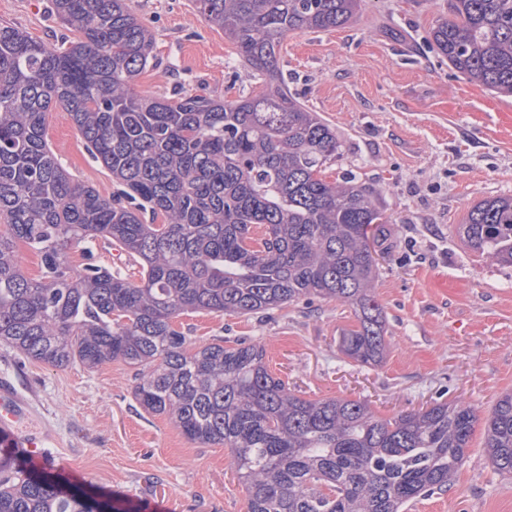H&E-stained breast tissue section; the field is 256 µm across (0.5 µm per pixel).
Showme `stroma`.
<instances>
[{
	"label": "stroma",
	"mask_w": 512,
	"mask_h": 512,
	"mask_svg": "<svg viewBox=\"0 0 512 512\" xmlns=\"http://www.w3.org/2000/svg\"><path fill=\"white\" fill-rule=\"evenodd\" d=\"M129 4L155 37L139 93L234 101L259 91L235 44L192 0ZM447 13L448 0H363L348 25L288 35L279 51L289 90L344 141L326 178L354 174L381 195L394 245L375 283L387 326L381 365L342 353L340 337L356 321L336 301L185 313L175 324L193 343L247 339L297 394L361 400L383 418L436 401L484 416L512 391V266L470 250L457 233L473 205L512 197V98L461 77L429 48L430 27ZM0 23L50 46L73 37L51 0H0ZM47 122L48 143L74 178L112 196L111 174L68 113L54 107ZM135 373L121 361L55 368L0 344V383L27 404L46 464L66 485L118 512H246L227 449L191 442L146 412ZM406 512H512V474L491 467L475 430L454 483Z\"/></svg>",
	"instance_id": "obj_1"
}]
</instances>
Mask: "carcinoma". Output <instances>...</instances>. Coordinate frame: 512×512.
<instances>
[{"instance_id":"1","label":"carcinoma","mask_w":512,"mask_h":512,"mask_svg":"<svg viewBox=\"0 0 512 512\" xmlns=\"http://www.w3.org/2000/svg\"><path fill=\"white\" fill-rule=\"evenodd\" d=\"M361 2L194 0L262 80L231 102L138 94L153 34L127 0H52L78 33L60 45L0 24V343L57 368H136L145 411L229 451L247 512H405L447 490L479 420L464 403L382 418L360 400L306 399L269 372L263 348L243 338L198 346L174 322L335 300L357 320L342 352L364 366L383 360L386 320L371 288L391 245L379 195L355 177H322L343 141L288 91L278 62L288 34L342 27ZM427 40L456 73L512 97V0H448ZM55 105L117 195L76 181L50 149ZM458 233L512 265V197L474 205ZM99 238L140 265L139 281L96 263ZM21 245L40 257L39 277L23 271ZM483 438L493 467L511 474L512 392ZM0 512L118 510L0 447Z\"/></svg>"}]
</instances>
